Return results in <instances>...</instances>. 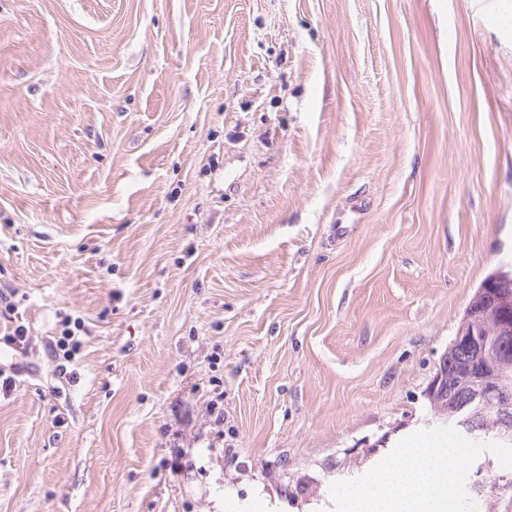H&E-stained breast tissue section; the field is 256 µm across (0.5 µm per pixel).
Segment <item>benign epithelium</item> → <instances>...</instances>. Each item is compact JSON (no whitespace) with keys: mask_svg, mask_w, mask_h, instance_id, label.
I'll use <instances>...</instances> for the list:
<instances>
[{"mask_svg":"<svg viewBox=\"0 0 512 512\" xmlns=\"http://www.w3.org/2000/svg\"><path fill=\"white\" fill-rule=\"evenodd\" d=\"M512 335V303L497 288L488 287L478 291L469 304L465 316L459 324L455 342L468 345L472 352L470 362L462 369L460 377L469 381L470 402H454L451 413H437L435 417L444 422H455L471 432L478 431L474 426L473 406L485 405L494 409L497 423L492 439L497 442L512 441V405L498 400L507 396L506 390L498 385L487 383V375L503 374L512 365L501 360L503 349L501 340ZM427 397L448 399V354H443L439 368L434 375Z\"/></svg>","mask_w":512,"mask_h":512,"instance_id":"7a95c632","label":"benign epithelium"}]
</instances>
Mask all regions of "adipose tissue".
<instances>
[{
	"instance_id": "obj_1",
	"label": "adipose tissue",
	"mask_w": 512,
	"mask_h": 512,
	"mask_svg": "<svg viewBox=\"0 0 512 512\" xmlns=\"http://www.w3.org/2000/svg\"><path fill=\"white\" fill-rule=\"evenodd\" d=\"M455 458L444 448H412L375 482L354 493L347 512H448V475Z\"/></svg>"
}]
</instances>
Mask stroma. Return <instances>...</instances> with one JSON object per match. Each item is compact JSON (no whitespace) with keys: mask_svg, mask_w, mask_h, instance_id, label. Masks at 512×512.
<instances>
[{"mask_svg":"<svg viewBox=\"0 0 512 512\" xmlns=\"http://www.w3.org/2000/svg\"><path fill=\"white\" fill-rule=\"evenodd\" d=\"M512 268V0H0V512H345ZM82 318L59 377L49 342ZM15 314V304L11 302L10 296L4 291H0V344H4L10 348L14 356H23L26 352L28 334L26 328L19 324L13 325L16 321L13 315ZM2 319L5 322L4 334H2ZM3 336V337H2Z\"/></svg>","mask_w":512,"mask_h":512,"instance_id":"1","label":"stroma"}]
</instances>
